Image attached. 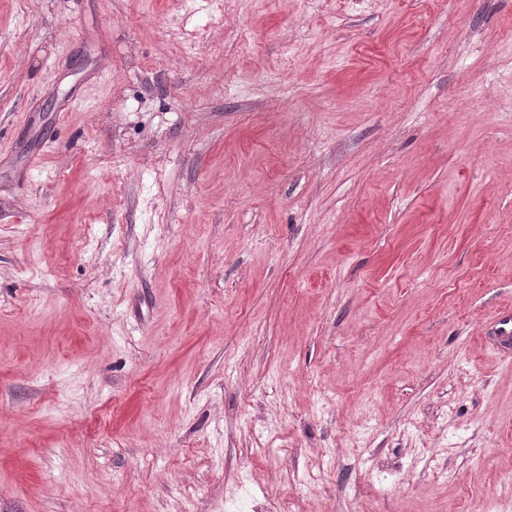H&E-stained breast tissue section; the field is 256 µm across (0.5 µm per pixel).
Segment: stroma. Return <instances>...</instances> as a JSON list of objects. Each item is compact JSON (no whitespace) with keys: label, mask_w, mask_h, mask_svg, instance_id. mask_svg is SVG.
Here are the masks:
<instances>
[{"label":"stroma","mask_w":512,"mask_h":512,"mask_svg":"<svg viewBox=\"0 0 512 512\" xmlns=\"http://www.w3.org/2000/svg\"><path fill=\"white\" fill-rule=\"evenodd\" d=\"M509 306L512 0H0V512H475Z\"/></svg>","instance_id":"35a3bbf8"}]
</instances>
